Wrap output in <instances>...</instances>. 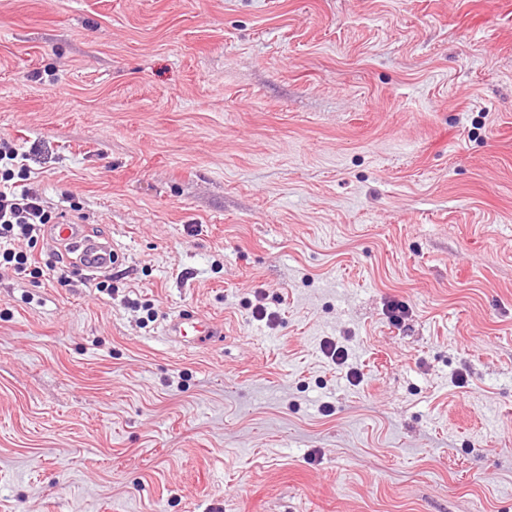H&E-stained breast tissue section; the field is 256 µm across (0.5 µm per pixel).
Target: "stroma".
<instances>
[{
    "label": "stroma",
    "mask_w": 512,
    "mask_h": 512,
    "mask_svg": "<svg viewBox=\"0 0 512 512\" xmlns=\"http://www.w3.org/2000/svg\"><path fill=\"white\" fill-rule=\"evenodd\" d=\"M1 138L0 512H512L502 0H0ZM18 150L7 140H0V267L2 261L21 277H44L45 273L32 253L15 251L10 246L17 239L32 243L46 224L51 226V237L59 243L70 244L81 240L83 250L80 266L94 272L109 267L119 258V252L112 241L99 242L83 237L76 224L62 220L55 224L53 216L43 205L42 196L30 180V171L18 162ZM21 187L18 191L17 188ZM3 244V246H2ZM3 248V249H2ZM165 335L173 340L179 341L180 338L193 336L192 343L198 346L208 345L216 338L223 336V331L215 322H207L202 318H196L193 315L181 313L171 319L164 326Z\"/></svg>",
    "instance_id": "35a3bbf8"
}]
</instances>
